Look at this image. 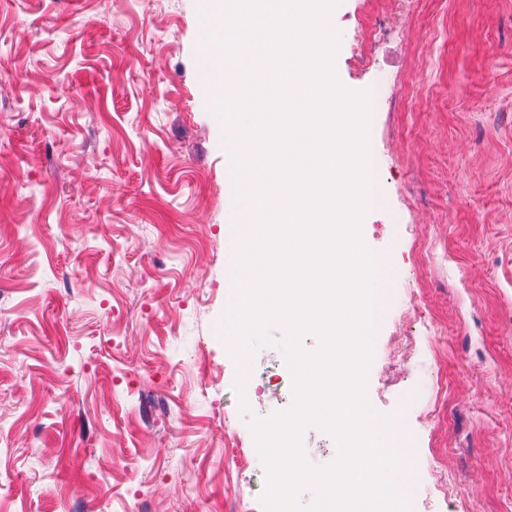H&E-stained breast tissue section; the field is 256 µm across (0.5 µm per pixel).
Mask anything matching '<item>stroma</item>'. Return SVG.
<instances>
[{
	"label": "stroma",
	"mask_w": 512,
	"mask_h": 512,
	"mask_svg": "<svg viewBox=\"0 0 512 512\" xmlns=\"http://www.w3.org/2000/svg\"><path fill=\"white\" fill-rule=\"evenodd\" d=\"M334 67L378 89L386 275L366 395L409 512H512V0H340ZM197 0H0V512H265L244 395L230 142ZM251 412L243 414L241 403Z\"/></svg>",
	"instance_id": "1"
}]
</instances>
